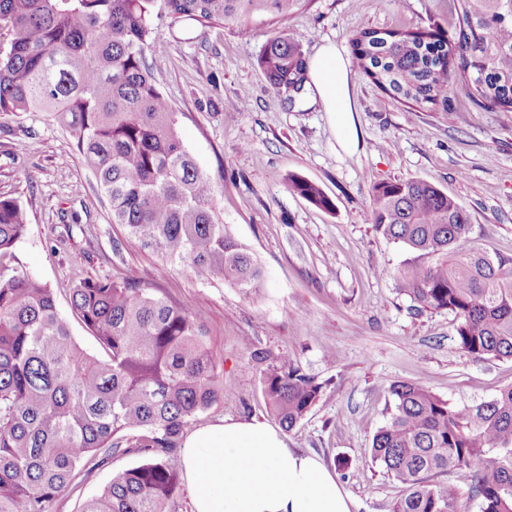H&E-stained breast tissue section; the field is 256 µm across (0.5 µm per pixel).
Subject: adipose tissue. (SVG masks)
<instances>
[{
  "label": "adipose tissue",
  "mask_w": 512,
  "mask_h": 512,
  "mask_svg": "<svg viewBox=\"0 0 512 512\" xmlns=\"http://www.w3.org/2000/svg\"><path fill=\"white\" fill-rule=\"evenodd\" d=\"M310 98L355 139L348 64L335 43L319 45L307 65ZM191 512H351L352 502L316 456L289 448L282 432L255 418L224 419L194 430L180 450Z\"/></svg>",
  "instance_id": "adipose-tissue-1"
}]
</instances>
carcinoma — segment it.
Listing matches in <instances>:
<instances>
[{"mask_svg": "<svg viewBox=\"0 0 512 512\" xmlns=\"http://www.w3.org/2000/svg\"><path fill=\"white\" fill-rule=\"evenodd\" d=\"M301 0H0V112H42L72 139L108 199L125 239L198 276L246 293L264 287L262 267L227 230L216 188L175 127V112L148 65L159 36L157 7L202 29L240 30L256 13L288 16ZM460 27L364 30L350 38L365 76L402 101L442 103L464 91L512 112V0H457ZM270 85L298 93L301 44L276 27L257 59ZM288 188L323 209L314 183ZM377 233L413 258L379 273L417 312L454 315L459 347L477 359L512 360V262L493 260L470 238L469 213L418 179L373 187ZM28 230L18 199L0 196V512H53L78 478L117 451L145 461L112 476L80 512H174L177 448L199 416L224 398L204 316L146 288L84 278L71 312L98 344L75 342L50 286L14 254ZM267 404L286 431L319 400L322 384L283 363L262 378ZM369 453L400 486L391 512H454L464 476L480 512H512V386L491 400L457 405L409 382Z\"/></svg>", "mask_w": 512, "mask_h": 512, "instance_id": "cac0c4a2", "label": "carcinoma"}]
</instances>
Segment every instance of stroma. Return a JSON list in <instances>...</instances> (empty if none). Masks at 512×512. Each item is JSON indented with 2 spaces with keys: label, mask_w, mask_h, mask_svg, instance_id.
Returning <instances> with one entry per match:
<instances>
[{
  "label": "stroma",
  "mask_w": 512,
  "mask_h": 512,
  "mask_svg": "<svg viewBox=\"0 0 512 512\" xmlns=\"http://www.w3.org/2000/svg\"><path fill=\"white\" fill-rule=\"evenodd\" d=\"M459 21L452 0H304L289 13L285 26L305 56L329 40L349 61L358 144L347 151L307 92H276L259 68L270 14L254 17L244 35L159 12L160 42L149 58L155 83L181 140L216 185L225 224L266 272L265 288L252 294L126 241L66 132L37 112L0 115V196L17 198L29 219L15 254L53 289L61 315L69 316L79 279L106 275L200 312L224 379V398L200 415L201 427L227 418L272 421L263 375L285 362L300 367L323 389L287 432L288 445L317 454L335 472L351 512H390L399 494L368 453L394 384L416 383L459 405L512 386V360L463 352L453 315L415 312L393 280L376 273L397 269L409 253L376 234L372 186L410 178L447 192L469 211L474 244L512 260V112L486 109L462 91L452 94L448 113L407 104L352 61L358 31L450 36ZM292 174L318 184L334 210L291 192ZM69 219L73 232L65 237ZM141 461L114 453L62 494L55 512H79L113 474Z\"/></svg>",
  "instance_id": "stroma-1"
}]
</instances>
